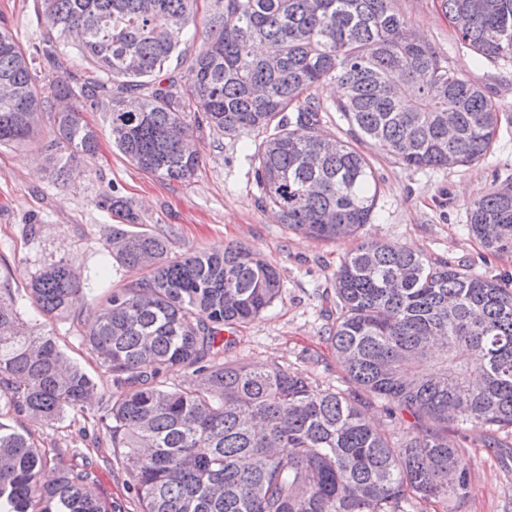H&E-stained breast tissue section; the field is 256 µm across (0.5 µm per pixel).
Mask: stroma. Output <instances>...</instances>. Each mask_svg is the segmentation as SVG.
<instances>
[{"instance_id": "1", "label": "stroma", "mask_w": 512, "mask_h": 512, "mask_svg": "<svg viewBox=\"0 0 512 512\" xmlns=\"http://www.w3.org/2000/svg\"><path fill=\"white\" fill-rule=\"evenodd\" d=\"M34 4L0 0V16L27 49L42 33ZM393 5L411 31L425 37L458 76L482 86L496 104L499 127L485 158L468 166L415 169L380 145L362 144L375 175L374 216L355 236L321 241L288 229L261 203L249 160L261 135L231 139L200 126L193 133L201 156L196 174L184 182H162L113 147L104 113L88 111L83 118L97 128L99 150L75 163L66 183L36 163L43 142L52 137L50 125H43L31 143L0 149V280L23 297L32 278L58 261L82 276L106 268V285L115 290L138 279V272L114 265L106 251V227L116 221L110 198L121 195L146 229L169 238L173 256L242 245L280 272V298L237 328L224 361L253 368L275 362L303 371L318 387L349 392L382 433L396 438L414 431L408 413L350 383L336 361L327 341L336 317V271L363 242H389L512 290V254L488 253L467 226L474 201L512 185V63L477 60L458 42L456 24L439 0H394ZM100 297L97 289L85 293L71 316L51 326L61 348L96 383L87 409L69 412L52 427L13 410L0 412V421L30 434L38 447L54 455L56 466L86 465L96 472L105 497L124 505L126 512H139L121 459L113 455L109 434L98 420L114 385L84 343ZM448 439L470 463L471 493L461 503L428 504V512H512V434L452 421Z\"/></svg>"}]
</instances>
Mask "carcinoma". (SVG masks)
I'll use <instances>...</instances> for the list:
<instances>
[{
    "mask_svg": "<svg viewBox=\"0 0 512 512\" xmlns=\"http://www.w3.org/2000/svg\"><path fill=\"white\" fill-rule=\"evenodd\" d=\"M207 37L180 78L157 83L185 52L197 0H42V37L23 48L0 17V147L44 145L58 178L96 152L83 121L105 113L112 144L162 181L199 167L189 148L203 120L228 137L272 130L252 155L261 202L289 229L317 239L353 236L376 205L373 173L351 142L321 134L317 91L334 83L335 111L360 142L379 143L414 168L468 166L483 158L499 112L460 78L391 0H217ZM477 58L512 62V0H440ZM75 48L89 64L63 72ZM112 259L146 275L103 289L88 348L117 392L98 410L141 512H414V502L461 501L470 466L448 444V417L489 431L512 428V291L446 261L368 241L336 270V320L327 341L349 380L408 413L420 428L392 440L348 394L320 389L302 371L219 361L224 330L267 311L278 271L256 252L224 247L180 258L167 237L139 229V213L111 198ZM472 233L512 254V187L468 212ZM90 279L58 261L29 298L47 321L67 317ZM191 374L175 384L164 370ZM95 383L33 326L0 283V408L47 426L84 409ZM33 439L0 423V512H124L92 471L59 469Z\"/></svg>",
    "mask_w": 512,
    "mask_h": 512,
    "instance_id": "obj_1",
    "label": "carcinoma"
}]
</instances>
